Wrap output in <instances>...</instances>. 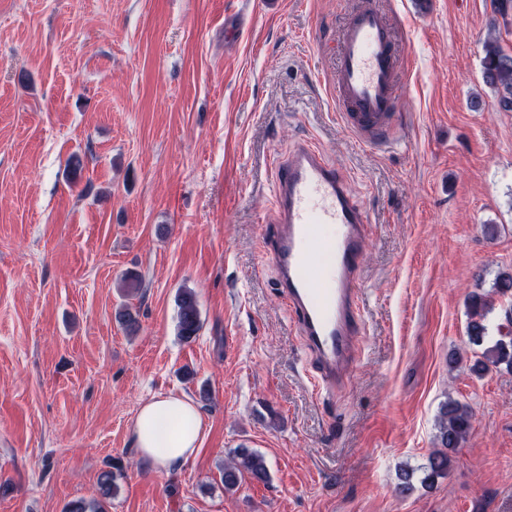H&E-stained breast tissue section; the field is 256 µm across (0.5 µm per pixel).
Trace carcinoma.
Listing matches in <instances>:
<instances>
[{"label": "carcinoma", "mask_w": 512, "mask_h": 512, "mask_svg": "<svg viewBox=\"0 0 512 512\" xmlns=\"http://www.w3.org/2000/svg\"><path fill=\"white\" fill-rule=\"evenodd\" d=\"M484 52V80L497 94L501 108L512 111V52L505 50L497 38L485 43ZM177 304L178 336L181 340L189 342L200 329V316L194 293L189 289L181 290ZM468 308V340L476 346H481L488 336L485 317L490 309V301L486 295L474 293L469 297ZM501 366L512 372V336L507 341L501 338L486 347L481 357L471 365L470 370L481 376L490 368ZM471 429L472 413L467 406L452 399L441 405L437 434L439 449L430 454L427 463L421 467L423 487H433L437 478L448 472L451 463L450 453L460 447ZM246 474L257 481L268 478L264 458L246 448H240L236 451L233 464L224 466V490H234Z\"/></svg>", "instance_id": "cac0c4a2"}]
</instances>
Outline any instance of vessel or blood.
Instances as JSON below:
<instances>
[{
    "label": "vessel or blood",
    "mask_w": 512,
    "mask_h": 512,
    "mask_svg": "<svg viewBox=\"0 0 512 512\" xmlns=\"http://www.w3.org/2000/svg\"><path fill=\"white\" fill-rule=\"evenodd\" d=\"M336 54L332 95L343 126L370 145L397 142L400 49L375 0L353 10ZM273 193L260 232L264 263L311 357L316 387L336 393L365 331L360 275L368 213L341 170L306 141L277 159Z\"/></svg>",
    "instance_id": "obj_1"
}]
</instances>
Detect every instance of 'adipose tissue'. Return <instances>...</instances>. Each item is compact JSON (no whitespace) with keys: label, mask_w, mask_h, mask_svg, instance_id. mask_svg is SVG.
<instances>
[{"label":"adipose tissue","mask_w":512,"mask_h":512,"mask_svg":"<svg viewBox=\"0 0 512 512\" xmlns=\"http://www.w3.org/2000/svg\"><path fill=\"white\" fill-rule=\"evenodd\" d=\"M201 429V417L190 399L159 396L140 407L133 442L149 466L167 470L194 454Z\"/></svg>","instance_id":"obj_1"}]
</instances>
